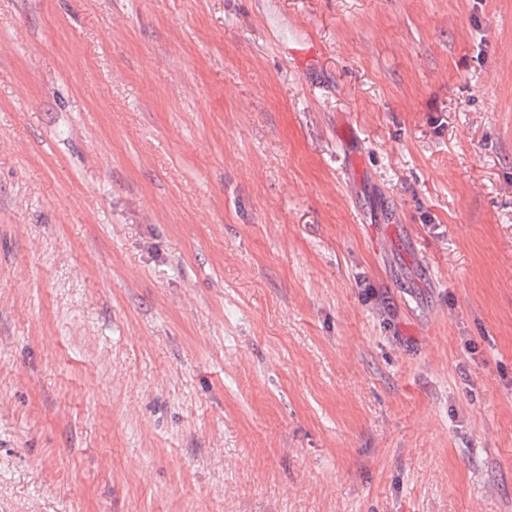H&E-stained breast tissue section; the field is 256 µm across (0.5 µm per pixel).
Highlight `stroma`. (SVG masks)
<instances>
[{"label": "stroma", "instance_id": "1", "mask_svg": "<svg viewBox=\"0 0 512 512\" xmlns=\"http://www.w3.org/2000/svg\"><path fill=\"white\" fill-rule=\"evenodd\" d=\"M0 512H512V0H0Z\"/></svg>", "mask_w": 512, "mask_h": 512}]
</instances>
